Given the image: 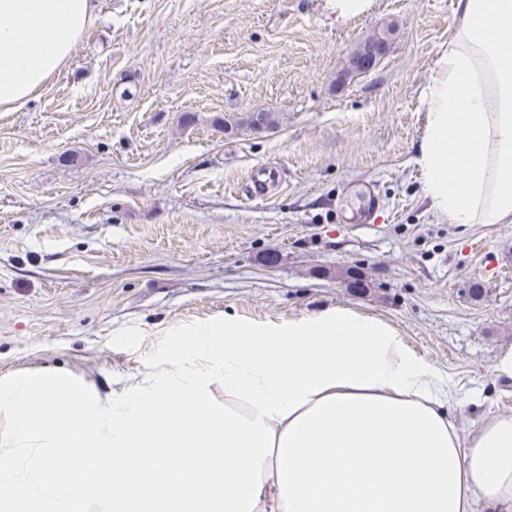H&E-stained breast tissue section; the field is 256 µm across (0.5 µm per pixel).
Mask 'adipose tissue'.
Segmentation results:
<instances>
[{
  "label": "adipose tissue",
  "mask_w": 512,
  "mask_h": 512,
  "mask_svg": "<svg viewBox=\"0 0 512 512\" xmlns=\"http://www.w3.org/2000/svg\"><path fill=\"white\" fill-rule=\"evenodd\" d=\"M420 91L422 193L451 224H512V0H455ZM96 0H0V111L71 59ZM224 384V401L212 395ZM447 374L345 305L205 325L104 405L0 382L15 449L0 512H512V415L462 435Z\"/></svg>",
  "instance_id": "ef3b65f1"
}]
</instances>
